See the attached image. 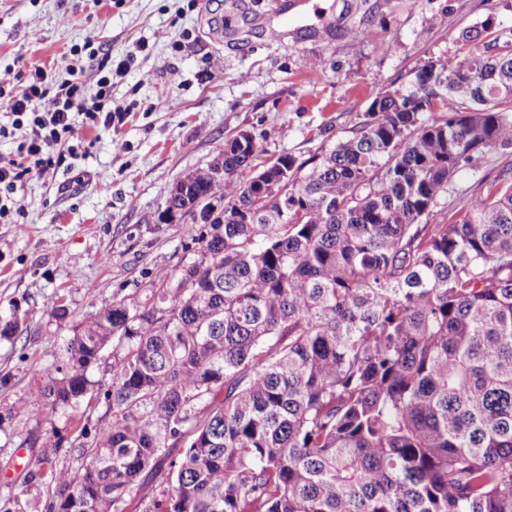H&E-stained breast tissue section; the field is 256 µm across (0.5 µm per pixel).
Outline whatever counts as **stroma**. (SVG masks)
I'll use <instances>...</instances> for the list:
<instances>
[{
  "instance_id": "obj_1",
  "label": "stroma",
  "mask_w": 512,
  "mask_h": 512,
  "mask_svg": "<svg viewBox=\"0 0 512 512\" xmlns=\"http://www.w3.org/2000/svg\"><path fill=\"white\" fill-rule=\"evenodd\" d=\"M286 0H0V74L38 61L66 79L64 56L93 75L124 64L110 94L126 115L109 130L77 126L85 148L54 173L33 176L16 198L25 218L0 223V316L25 311L27 337L0 344V403L17 416L0 431V500L41 512L49 483L31 484L13 461L28 435H78L106 405L74 415L27 409L52 359L75 328L148 286L176 265L198 227L161 219L171 187L206 167L225 138L250 131L264 158L314 155L349 135L371 100L406 87L428 60L461 55L464 29L492 19V35H512V0H314L323 19L285 21ZM276 29L270 39L268 29ZM512 153H488L462 171L431 223L450 220L463 198L482 194ZM63 296L65 319L48 314Z\"/></svg>"
}]
</instances>
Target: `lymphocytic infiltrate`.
I'll list each match as a JSON object with an SVG mask.
<instances>
[{
	"label": "lymphocytic infiltrate",
	"instance_id": "lymphocytic-infiltrate-1",
	"mask_svg": "<svg viewBox=\"0 0 512 512\" xmlns=\"http://www.w3.org/2000/svg\"><path fill=\"white\" fill-rule=\"evenodd\" d=\"M48 73L30 63L25 80L10 84L0 77V109L8 118L0 123V139L14 140L13 154L0 160V222L19 223L24 210L15 199L17 187L30 176L43 177L63 161L57 147L68 142L76 123L91 129L111 128L122 107L82 104L83 85L67 82L49 86Z\"/></svg>",
	"mask_w": 512,
	"mask_h": 512
}]
</instances>
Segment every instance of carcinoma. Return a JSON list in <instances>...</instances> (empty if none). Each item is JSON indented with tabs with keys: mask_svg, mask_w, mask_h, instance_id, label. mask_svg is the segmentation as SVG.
<instances>
[{
	"mask_svg": "<svg viewBox=\"0 0 512 512\" xmlns=\"http://www.w3.org/2000/svg\"><path fill=\"white\" fill-rule=\"evenodd\" d=\"M462 32L351 135L288 161L273 198L254 143H224V201L193 257L77 326L38 412L107 410L54 470L43 512H512V168L450 222L457 175L512 151V38ZM19 309L0 342L21 339ZM112 347L109 381L95 380ZM181 448L173 455L171 449Z\"/></svg>",
	"mask_w": 512,
	"mask_h": 512,
	"instance_id": "carcinoma-1",
	"label": "carcinoma"
}]
</instances>
